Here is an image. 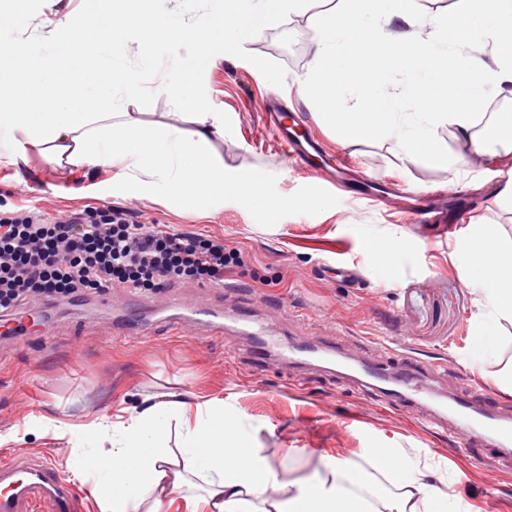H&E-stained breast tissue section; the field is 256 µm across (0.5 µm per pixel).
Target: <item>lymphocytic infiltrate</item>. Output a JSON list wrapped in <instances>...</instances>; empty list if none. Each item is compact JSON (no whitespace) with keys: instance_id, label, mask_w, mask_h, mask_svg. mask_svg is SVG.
I'll use <instances>...</instances> for the list:
<instances>
[{"instance_id":"1","label":"lymphocytic infiltrate","mask_w":512,"mask_h":512,"mask_svg":"<svg viewBox=\"0 0 512 512\" xmlns=\"http://www.w3.org/2000/svg\"><path fill=\"white\" fill-rule=\"evenodd\" d=\"M238 259L221 237L151 227L120 210L86 209L65 220L13 212L0 216V314L83 289L216 282Z\"/></svg>"}]
</instances>
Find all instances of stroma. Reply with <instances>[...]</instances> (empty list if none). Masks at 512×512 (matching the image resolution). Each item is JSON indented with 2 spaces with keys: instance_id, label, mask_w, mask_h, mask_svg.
<instances>
[{
  "instance_id": "stroma-1",
  "label": "stroma",
  "mask_w": 512,
  "mask_h": 512,
  "mask_svg": "<svg viewBox=\"0 0 512 512\" xmlns=\"http://www.w3.org/2000/svg\"><path fill=\"white\" fill-rule=\"evenodd\" d=\"M338 2L303 0L298 11L249 37L225 28L224 47L213 54L161 38L147 58L136 33L116 37L124 65L138 71L170 60L194 69L198 85L183 94L203 92L206 111L223 113L224 131L212 143L225 173L258 180L267 204L247 205L229 193L170 199L160 190L112 184L103 172L51 168L35 153L21 180L0 183L1 213L124 210L170 231L224 237L240 253L239 265L224 274L238 291L220 300L197 285L177 284L154 293L106 288L77 304H33L22 330L0 336V463L21 453L45 456L71 475L83 463L76 439L98 416L126 418L153 403L193 405L205 398L246 417L274 468L288 478L313 477L340 457L374 481L368 449L401 448L433 464L432 483L463 499L471 512H512V460L492 467L478 462L448 430L434 428L431 405L381 404L358 387L352 372L301 354L262 368L252 364L251 320L257 317L280 341L323 339L337 358L356 366L376 361L392 374L420 367L438 400L476 386L512 395L500 382L501 372L512 370V324L503 326L495 360L477 359V308L452 250L456 235L474 224L495 225L512 243V94L492 82L481 85L485 101L504 105L495 114L501 137L479 152L445 125L409 156L399 155L380 129L342 137L326 119L325 105L297 85L314 66L308 34ZM418 3L422 15L449 24V37L480 43L481 33L457 15L452 0ZM109 95L113 111L144 123L164 122L180 109L174 97L149 85L132 100L118 89ZM269 100L302 114L328 152L342 153L358 174L392 185L396 195L374 206L343 191L319 190L279 150L264 119ZM430 151L444 163L425 160ZM441 189L472 210L456 235L438 223L400 222L410 193ZM387 239L400 249L381 264L373 251ZM340 263L357 267L360 287L340 284ZM215 302L224 313L223 336H209L191 320L181 330L171 326L172 314ZM136 306L150 333L131 341L114 335ZM37 314L46 317L51 335L33 326Z\"/></svg>"
}]
</instances>
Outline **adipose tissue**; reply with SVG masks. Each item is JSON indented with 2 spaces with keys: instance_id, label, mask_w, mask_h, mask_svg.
Segmentation results:
<instances>
[{
  "instance_id": "1",
  "label": "adipose tissue",
  "mask_w": 512,
  "mask_h": 512,
  "mask_svg": "<svg viewBox=\"0 0 512 512\" xmlns=\"http://www.w3.org/2000/svg\"><path fill=\"white\" fill-rule=\"evenodd\" d=\"M41 2L0 0V28L26 22L22 35L0 49V138L13 144L9 170L0 179H20L31 143L42 146L48 163L106 169L118 181L160 188L176 198L231 191L246 203H265L258 181L224 177V160L210 140L224 129L223 113L174 112L168 123L140 126L111 104L83 96V83L93 78L106 91L119 84L131 99L141 93V73L118 70L100 58L101 45L118 29L135 28L146 55L159 36L190 41L211 53L223 46L225 27L251 33L295 11L300 0H224L222 11L191 24L158 13L154 0H81L75 10L63 0H49L48 14ZM364 2L344 0L341 10L320 23L317 63L346 71L353 56L361 55L373 59L378 70H406L418 121L410 127L396 122V97L379 92L374 80L365 81L356 103L339 112L335 80L315 83L303 77L300 89L315 87L341 135L369 133L382 123L397 149L407 153L432 139L434 126L442 122L468 135L484 107L481 84L493 81L512 94V0H458L460 13L484 33L479 49L422 36L413 6L399 15L404 31L386 35L363 24ZM42 42L49 44V53L34 55V45ZM453 253L479 309L477 346L485 358H493L502 322L512 321V243L503 242L492 225L475 224L455 242ZM175 419L184 431L173 449L166 431ZM107 430L117 436V448L84 469L102 512H166L175 498L198 489L210 512H468L463 501L429 482L430 465L397 448L369 451L384 480L399 491L391 502L344 459L328 463L324 474L309 480L285 478L241 423L225 420L223 406L210 401L193 407L158 403L111 425L98 418L83 430L80 445L93 444Z\"/></svg>"
}]
</instances>
